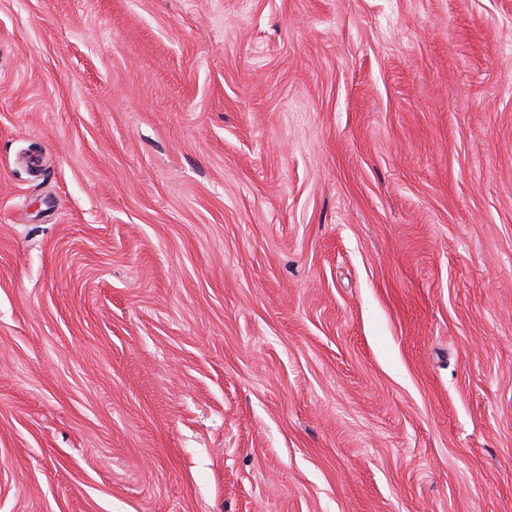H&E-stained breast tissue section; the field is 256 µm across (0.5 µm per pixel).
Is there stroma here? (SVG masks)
Here are the masks:
<instances>
[{"mask_svg": "<svg viewBox=\"0 0 512 512\" xmlns=\"http://www.w3.org/2000/svg\"><path fill=\"white\" fill-rule=\"evenodd\" d=\"M0 512H512V0H0Z\"/></svg>", "mask_w": 512, "mask_h": 512, "instance_id": "obj_1", "label": "stroma"}]
</instances>
